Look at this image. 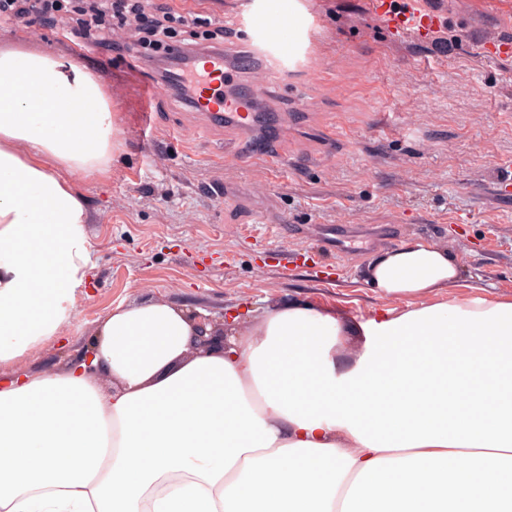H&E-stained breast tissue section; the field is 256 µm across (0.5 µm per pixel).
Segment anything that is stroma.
I'll return each instance as SVG.
<instances>
[{"label": "stroma", "instance_id": "obj_1", "mask_svg": "<svg viewBox=\"0 0 512 512\" xmlns=\"http://www.w3.org/2000/svg\"><path fill=\"white\" fill-rule=\"evenodd\" d=\"M442 11L436 40H396L368 0H198L224 26L241 14L280 44L263 104L277 130L212 123L175 96L151 104V142L138 135L139 80L130 30L75 56L73 35L40 22L0 24V47L24 39L89 73L108 61L105 90L121 127L105 174L74 182L91 215L88 294L64 336L23 372L53 373L79 359L112 307L159 300L221 321L234 308L301 303L361 318L401 299L364 288L372 249L323 277L305 247L317 224H383L401 241L424 237L466 268V284L512 298V57L486 43L512 37V0H425ZM316 28L310 56L299 50ZM225 28V26H224ZM224 41L236 47L234 29ZM266 142L271 159L238 163V147ZM292 233L280 238L276 228ZM295 260L277 268L279 251Z\"/></svg>", "mask_w": 512, "mask_h": 512}]
</instances>
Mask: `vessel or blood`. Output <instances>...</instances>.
<instances>
[{"instance_id": "obj_1", "label": "vessel or blood", "mask_w": 512, "mask_h": 512, "mask_svg": "<svg viewBox=\"0 0 512 512\" xmlns=\"http://www.w3.org/2000/svg\"><path fill=\"white\" fill-rule=\"evenodd\" d=\"M371 10L396 38L424 41L432 38L443 23L442 13L424 9L420 0H372ZM265 64L262 53L238 55L212 48L199 55L191 64L197 77L192 92L193 110L213 122L249 130L254 107L265 93L264 83L256 78ZM391 236L386 227L323 224L316 230L312 247L329 264L354 250L357 243L370 246L390 240Z\"/></svg>"}]
</instances>
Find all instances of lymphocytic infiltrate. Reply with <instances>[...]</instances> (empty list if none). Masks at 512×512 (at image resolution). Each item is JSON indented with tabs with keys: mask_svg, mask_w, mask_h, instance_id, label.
Returning a JSON list of instances; mask_svg holds the SVG:
<instances>
[{
	"mask_svg": "<svg viewBox=\"0 0 512 512\" xmlns=\"http://www.w3.org/2000/svg\"><path fill=\"white\" fill-rule=\"evenodd\" d=\"M53 17L64 28L89 45L107 41L113 23L133 27L134 51L140 57L184 59L175 41L188 13L171 6L168 0L150 5L149 0H0V23L27 27L44 17Z\"/></svg>",
	"mask_w": 512,
	"mask_h": 512,
	"instance_id": "f902f5d3",
	"label": "lymphocytic infiltrate"
}]
</instances>
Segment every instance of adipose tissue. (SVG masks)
<instances>
[{
  "instance_id": "obj_1",
  "label": "adipose tissue",
  "mask_w": 512,
  "mask_h": 512,
  "mask_svg": "<svg viewBox=\"0 0 512 512\" xmlns=\"http://www.w3.org/2000/svg\"><path fill=\"white\" fill-rule=\"evenodd\" d=\"M118 133L88 72L0 49V369L69 323L72 177ZM359 276L405 307L232 313L221 350L193 349L186 307H113L79 361L0 382V512H512V298L455 295L462 264L421 238Z\"/></svg>"
}]
</instances>
